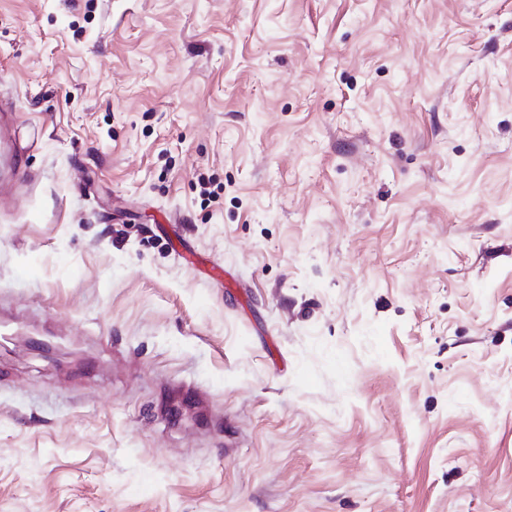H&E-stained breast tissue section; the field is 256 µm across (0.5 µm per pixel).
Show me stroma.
Segmentation results:
<instances>
[{
	"instance_id": "35a3bbf8",
	"label": "stroma",
	"mask_w": 512,
	"mask_h": 512,
	"mask_svg": "<svg viewBox=\"0 0 512 512\" xmlns=\"http://www.w3.org/2000/svg\"><path fill=\"white\" fill-rule=\"evenodd\" d=\"M0 512H512V0H0Z\"/></svg>"
}]
</instances>
